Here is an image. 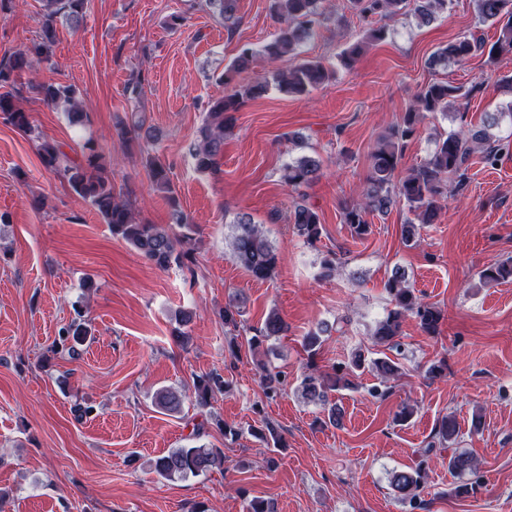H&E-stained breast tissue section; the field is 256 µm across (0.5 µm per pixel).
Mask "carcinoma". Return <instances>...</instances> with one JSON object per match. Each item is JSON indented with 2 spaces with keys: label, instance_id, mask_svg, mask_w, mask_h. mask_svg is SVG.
Masks as SVG:
<instances>
[{
  "label": "carcinoma",
  "instance_id": "1",
  "mask_svg": "<svg viewBox=\"0 0 512 512\" xmlns=\"http://www.w3.org/2000/svg\"><path fill=\"white\" fill-rule=\"evenodd\" d=\"M412 2L414 16L423 24L448 10V0H348L349 9L364 19L386 17L401 11L407 2ZM237 0H208L213 12L224 20V26L236 23L235 4ZM480 20L489 22L499 29L496 41L485 47L482 39L472 34L463 35L447 46L437 50L431 63L434 66L450 62L460 63L477 52H488V61L495 62L502 55H512V0H476ZM86 0H45V10L40 18L39 40L31 48L12 53L0 61V88L8 91L0 93V118L14 127L28 131L31 129L30 113L23 112L15 105V95L10 91L16 82L15 76L21 72H33L40 63L49 60L52 47L57 41L58 18L70 24L79 23L85 14ZM270 11L279 28L270 41L255 46L242 44L237 55L224 67L223 81L227 92L209 105L206 124L199 139L193 141L188 153L200 170L216 167L217 157L224 147V129L234 120L233 113L239 111L252 99L263 96L270 87L288 95H303L336 76L337 67L351 69L363 54L366 47L382 41L387 36L384 25L370 26L364 36L343 48L336 56L338 66L325 64L320 60L303 59L293 68L274 73L272 77L259 71L261 64L275 62L286 56H297L301 48L310 41L316 32L321 12V0H270ZM32 89L42 96L48 105L61 102L67 105V115L71 125L78 127L90 122V115L82 102L75 99L69 87L40 83ZM468 91L448 82H434L425 86L408 107L401 120L382 136L370 155V171L366 177L362 202L343 207V223L347 225L352 238L363 239L371 232L367 220L370 213L385 214L396 204L407 207L412 218L403 225L406 242L412 243L420 236L425 224H432L441 209L455 190L461 188L470 159L480 154L484 164L498 165L503 147L490 130L500 124L504 116L512 118V103L489 115L484 128L476 132H450L436 141L429 157L406 175H399L402 150L406 141L412 139L421 122L429 114L437 112L448 115L450 109H459ZM143 122L137 113H131L126 121L115 126L118 138L133 142L142 138ZM83 160L79 164L64 163L65 154L57 145L47 139L39 145L41 160L45 167L60 172L72 189L82 198L89 200L109 224L112 234L123 239L146 259L160 268L173 263L187 266L194 261L192 242L196 226L180 209L175 196L171 195V183L167 169L149 156L146 167L156 189L170 193L173 223L163 227L136 218L127 192L112 181V172L102 160V154L90 141L83 145ZM321 168V161L312 156L294 159L283 168V182L296 188L312 181ZM291 221L305 242L309 245L319 241L322 224L318 213L303 203H296L291 213ZM232 260L249 276L256 280H269L276 272L279 254L252 218L244 214L232 225L230 234ZM512 281V260L489 266L479 272L482 286H493ZM385 288L390 296L392 308L376 321L371 336L378 345L392 351H401V326L407 316L414 317L421 330L429 336L439 332L444 313L438 307L422 301L408 281L405 269L396 267L388 277ZM336 330V325L322 323L304 337V348L315 355L325 338ZM287 331V325L279 313L267 314L263 325L248 340V348L256 353L269 354L272 348L267 343ZM91 336V328L78 316L59 330L57 348L74 358ZM371 366L376 372L377 382L368 393L374 398H383L389 392L388 381L394 378L399 366L392 358L385 356L366 361L363 350L354 353L346 365L332 367V372H311L303 377L298 392L303 400L321 406L328 423L339 424L342 411L332 393L342 387L357 386L356 380ZM286 375L282 371H272L262 367L263 394L268 399L279 396L284 390ZM197 405L206 407L217 395L230 389L229 380L212 372L196 380L193 385ZM156 404L166 412L179 413L183 397L180 393L163 389L156 394ZM264 427L254 430L267 445L280 448L282 438L276 427L267 419ZM458 427L455 419L444 416L435 429L438 444L452 445L457 440ZM435 450L429 444L422 451V459L414 468L391 473L390 485L399 499L414 510L420 506V490L427 476L430 454ZM224 464V453L218 448L205 445H191L176 448L158 457L154 462L155 472L162 478L185 479L199 476L216 466ZM451 471L477 472L475 460L464 453H452L448 458Z\"/></svg>",
  "mask_w": 512,
  "mask_h": 512
}]
</instances>
